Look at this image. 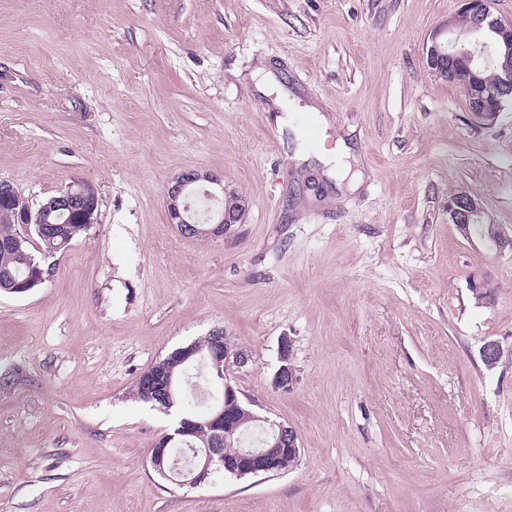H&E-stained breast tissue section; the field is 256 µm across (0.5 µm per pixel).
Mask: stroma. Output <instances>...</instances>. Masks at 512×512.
Here are the masks:
<instances>
[{
	"mask_svg": "<svg viewBox=\"0 0 512 512\" xmlns=\"http://www.w3.org/2000/svg\"><path fill=\"white\" fill-rule=\"evenodd\" d=\"M461 0H0V180L31 206L95 185L49 280L0 293V512H512V105L476 123L426 64ZM271 69L283 108L258 92ZM327 117L365 177L296 165L279 118ZM223 175L241 223L186 238L165 190ZM485 283L491 304L478 303ZM223 329L241 401L296 429L297 465L196 488L153 469L175 414L131 394ZM292 343L297 382L272 378ZM484 209L480 203L465 192L456 194L448 202V216L459 232L468 240L473 236L485 240L490 246L501 252L506 248L512 250V237L507 236L501 229L497 235L486 236L477 226L483 224ZM496 224H483V230L489 234Z\"/></svg>",
	"mask_w": 512,
	"mask_h": 512,
	"instance_id": "35a3bbf8",
	"label": "stroma"
}]
</instances>
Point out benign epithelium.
<instances>
[{"label": "benign epithelium", "instance_id": "obj_1", "mask_svg": "<svg viewBox=\"0 0 512 512\" xmlns=\"http://www.w3.org/2000/svg\"><path fill=\"white\" fill-rule=\"evenodd\" d=\"M462 13L472 20L471 32L483 33L490 31L498 36V41L512 52V21H503L490 11V0H462ZM450 29L449 25L436 28L431 33V45L426 48L427 64L432 73L439 78L448 77L449 70L456 64H464L470 70H479V56L472 50L460 47L444 39ZM499 91L487 89L478 75H473L471 84L464 87L463 93L468 100L473 117L480 121H494L503 110L502 96L512 92V69L502 71L498 83ZM202 194L206 198L218 202L206 218L210 224L206 234L210 238L222 237L234 224L242 222L245 206L233 200V196H224V176L215 173H199L184 171L175 178L166 189L169 223L176 225L180 234H185V225L195 223L191 198ZM0 204L11 211L14 223L27 229L35 224H44L52 213L67 216L82 224H94L97 220L99 195L97 188L89 181L74 179L65 189L59 191L48 201L42 203L37 210H32L28 201L7 181H0ZM484 209L480 203L465 192L456 194L448 202V216L466 239L478 237L486 241L498 251L512 249V237L504 232L487 236L478 230L483 224ZM224 356V363L233 362L240 367L248 363V356L241 351L221 350L220 346L212 347L209 356L213 359ZM281 365L276 371L272 384L274 388L284 392L290 390L296 381L295 369L291 363V344L283 341L280 352ZM224 378V403L215 407L212 417L200 423L190 418L180 421L175 435L190 436L200 426L211 431V440L204 448L195 450V462L185 472H175L173 467H165L167 445L174 435H164L152 449L151 464L161 476L176 481L180 486L196 487L201 485L217 463L224 466V471L242 478L278 473V464L285 454L300 455L297 431L288 425L271 423L266 418L252 415L256 421L266 424L267 432L262 448L244 450L232 459L224 458V438L234 434L238 429L231 407H239L238 389L231 384L223 371H218ZM144 400L150 402L171 394L172 377L162 367L154 366L141 376Z\"/></svg>", "mask_w": 512, "mask_h": 512}]
</instances>
